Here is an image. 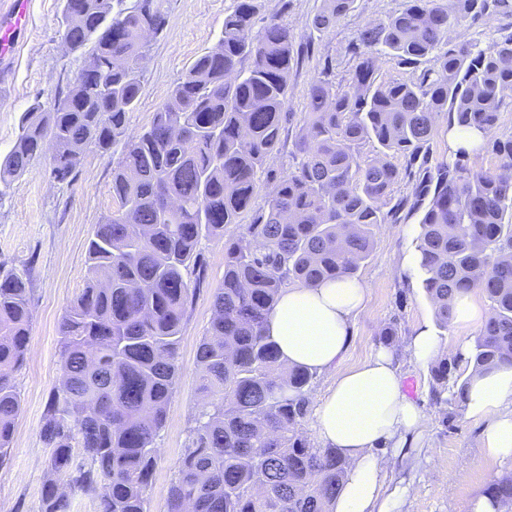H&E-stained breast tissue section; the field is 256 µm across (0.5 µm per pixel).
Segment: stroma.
Segmentation results:
<instances>
[{"instance_id":"1","label":"stroma","mask_w":512,"mask_h":512,"mask_svg":"<svg viewBox=\"0 0 512 512\" xmlns=\"http://www.w3.org/2000/svg\"><path fill=\"white\" fill-rule=\"evenodd\" d=\"M261 15L280 13L304 46L288 75L290 117L283 145L259 171L256 182L268 191L272 176L285 175L293 165L291 151L306 110L307 91L324 68L344 81L354 68L351 47L360 29L384 21L401 0H355L351 12L329 31L313 30L311 20L321 0H257ZM236 0H163L166 30L149 42L142 62V92L128 113L126 135L146 128L194 61L213 48L224 17ZM28 23L16 36L13 55L0 65V153L19 135V119L29 106L50 108L72 84L85 55L70 51L63 40L60 0H27ZM116 141L111 152L87 151L73 179L58 183L50 173V156L36 158L28 173L0 190V265L15 270L31 288L32 321L23 365L14 378L21 399L9 460L0 465V512H40L46 448L40 438L41 418L60 381L58 324L67 306L85 287L86 248L96 224L112 211V166L123 150ZM250 215L224 228L223 239L203 241L198 255L202 277L196 285L182 330L178 380L157 438L160 456L150 478L149 512H165L168 490L188 443L189 429L201 405L197 389V349L213 317L212 299L224 281V242L238 235ZM413 218L378 225L376 245L356 274L368 285L367 300L357 317L343 361L350 368L367 360L379 345V334L396 326L400 338L435 320L433 307L420 283L404 280L402 254L412 249ZM398 371L414 380L411 399L431 420L415 454L420 464L411 473L415 497L410 512H469L471 500L485 492L512 460L486 455L478 446L480 426L463 408L453 411L445 428L429 400V369L400 354Z\"/></svg>"}]
</instances>
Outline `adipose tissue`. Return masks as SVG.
Returning a JSON list of instances; mask_svg holds the SVG:
<instances>
[{"label":"adipose tissue","mask_w":512,"mask_h":512,"mask_svg":"<svg viewBox=\"0 0 512 512\" xmlns=\"http://www.w3.org/2000/svg\"><path fill=\"white\" fill-rule=\"evenodd\" d=\"M367 287L357 280H336L316 287L285 288L268 328L289 364L336 378L316 409V429L325 446L345 457L343 484L333 512H409L413 486L398 479L386 487L389 469H413L427 414L402 391L396 354L407 352L427 364L440 356L442 345L429 325H419L406 344L381 347L364 363L341 370L349 348L352 324L362 311ZM463 407L481 426L478 440L488 456L512 458V367L502 366L475 377ZM391 448L390 457L374 448Z\"/></svg>","instance_id":"1"}]
</instances>
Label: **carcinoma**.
<instances>
[{
	"label": "carcinoma",
	"instance_id": "1",
	"mask_svg": "<svg viewBox=\"0 0 512 512\" xmlns=\"http://www.w3.org/2000/svg\"><path fill=\"white\" fill-rule=\"evenodd\" d=\"M354 0H322L311 25L326 31ZM256 0H237L216 46L199 56L129 137L112 168V213L88 242V281L58 324L61 379L44 410L47 448L40 512H73L94 494L98 512H147L156 438L174 392L202 240L251 221L224 242V283L197 349L202 410L172 481L166 512H333L345 460L303 429L314 373L288 365L266 324L282 289L352 279L374 250V227L396 187L419 216L421 282L440 328L459 296L479 289L489 315L468 356L430 365V401L449 423L472 376L512 365V132L497 134L512 101V34L482 47L449 46L461 22L511 15L512 0H405L357 36L343 85L311 83L291 152L294 165L256 203V174L288 120V73L297 37L275 12L257 25ZM63 39L91 46L73 85L46 110L20 117L0 157V188L28 172L50 139L51 175L69 180L87 150L109 152L142 90L143 32L168 25L163 0H62ZM431 66L384 81L378 57ZM448 127L483 131L432 166L441 114ZM372 150L365 151L366 146ZM486 153L484 166L472 155ZM405 159L399 169L390 156ZM31 289L0 267V460L21 401L13 372L24 360ZM472 366L469 376L457 365ZM512 512V471L488 487Z\"/></svg>",
	"mask_w": 512,
	"mask_h": 512
}]
</instances>
